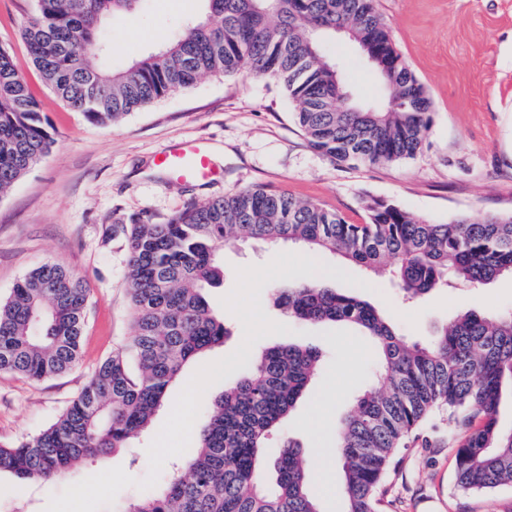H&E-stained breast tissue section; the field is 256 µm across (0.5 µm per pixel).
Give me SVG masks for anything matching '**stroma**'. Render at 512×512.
Here are the masks:
<instances>
[{
    "label": "stroma",
    "instance_id": "35a3bbf8",
    "mask_svg": "<svg viewBox=\"0 0 512 512\" xmlns=\"http://www.w3.org/2000/svg\"><path fill=\"white\" fill-rule=\"evenodd\" d=\"M201 7V0H148L144 12L111 26L113 67L159 48L173 28L197 16ZM33 8L34 0H0V45L9 47L51 122L55 144L0 196V298L31 269L57 262L85 280L89 302L77 367L41 381L0 373V445L51 424L113 350L131 340L126 240L114 225L141 216L162 223L191 203L256 187L320 204L355 224L363 221L362 200L369 196L436 223L512 212V0H377L397 50L432 101L421 153L380 166L337 164L322 156L300 130L283 88L249 74L204 76L116 124L93 125L71 111L32 65L20 31ZM325 54L339 62L345 84L363 103L384 100L382 83L347 38L330 40ZM186 141L220 149V176L184 183L156 165L157 155ZM298 250L288 242L223 250L224 279L205 289L204 296L223 312L229 334L223 345L186 366L183 377L229 355L243 340L240 321L224 313L221 304L236 284L237 268ZM322 262L331 287L361 285L366 300L419 342L429 341L435 328L461 307L512 308L511 276L479 288H443L406 300L387 277L329 256ZM275 288L272 282L263 287L261 304L287 330L258 341L253 354L296 343L318 349L324 369L269 445L277 447L283 435L298 441L312 460L322 512H343L336 425L353 397L373 386L377 353L353 327L289 316L276 305ZM179 392V384L170 385L151 426L126 447L82 461L61 480L23 488L9 476L0 477V512H44L52 495L116 466L135 479L145 478L147 448ZM384 488L385 512H512L510 486L474 492L457 485L455 450L445 444L403 449Z\"/></svg>",
    "mask_w": 512,
    "mask_h": 512
}]
</instances>
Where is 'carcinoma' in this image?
I'll return each instance as SVG.
<instances>
[{"label": "carcinoma", "mask_w": 512, "mask_h": 512, "mask_svg": "<svg viewBox=\"0 0 512 512\" xmlns=\"http://www.w3.org/2000/svg\"><path fill=\"white\" fill-rule=\"evenodd\" d=\"M146 0H34L22 31L33 64L54 93L92 124L109 125L191 87L204 75L247 72L282 85L311 146L334 163L386 165L415 158L431 125V101L396 49L375 0H202L158 51L113 68L109 19ZM344 29L387 90L367 111L350 99L323 42ZM51 125L0 45V194L54 146ZM353 224L317 203L243 189L193 203L166 222L136 217L122 228L130 271L134 337L103 361L72 403L38 434L0 446V475L21 484L64 476L89 456L125 447L149 425L168 386L191 360L224 342V320L202 290L219 282L220 253L239 241L300 243L350 265L385 272L408 299L437 288H475L512 276V213L438 224L369 197ZM279 306L311 323L358 328L374 344L380 388L358 396L336 428L346 512H381L382 482L396 455L438 412L425 443L456 448L457 485L491 491L512 484V429L499 425L512 391V312L460 311L426 344L406 337L358 288L321 276L276 288ZM89 289L59 263L29 271L0 299V373L45 380L80 357ZM321 366V353L270 347L242 366L214 400L200 453L156 492L122 512H320L311 463L290 437L275 449V488L261 474L268 437L295 409Z\"/></svg>", "instance_id": "1"}]
</instances>
